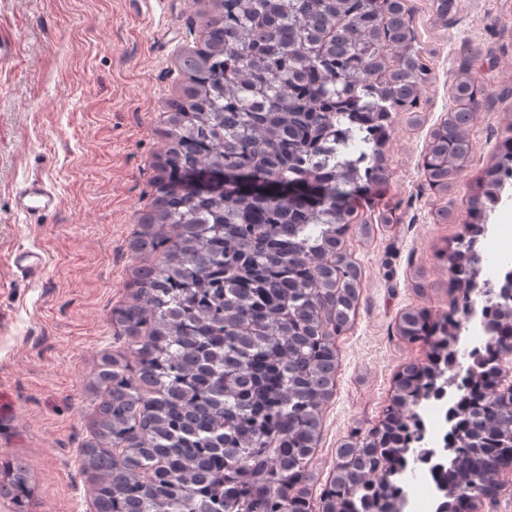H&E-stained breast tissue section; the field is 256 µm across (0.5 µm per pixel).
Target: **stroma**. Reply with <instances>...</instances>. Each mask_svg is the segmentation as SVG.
Returning <instances> with one entry per match:
<instances>
[{
    "instance_id": "1",
    "label": "stroma",
    "mask_w": 512,
    "mask_h": 512,
    "mask_svg": "<svg viewBox=\"0 0 512 512\" xmlns=\"http://www.w3.org/2000/svg\"><path fill=\"white\" fill-rule=\"evenodd\" d=\"M431 79L420 120L395 114L384 147L390 178L353 198L373 226L346 248L363 292L352 330L337 342L334 393L323 408L309 463L315 487L354 429L379 425L399 370L428 348L394 333L399 314L446 312L447 254L465 231L500 140L512 136V0H412ZM207 0H0V35L16 43L0 63V464L22 462L33 512H92L78 450L94 431L102 394L91 386L105 354L133 362L132 340L112 320L131 300L139 266L129 248L154 198L166 139V103L183 82L180 57L201 37ZM481 64L473 148L448 191L430 190L422 157L433 129L456 106L453 77ZM57 196L30 215L15 197L30 181ZM449 210L440 220L439 210ZM394 221L381 223L383 213ZM40 253V274L14 265Z\"/></svg>"
}]
</instances>
